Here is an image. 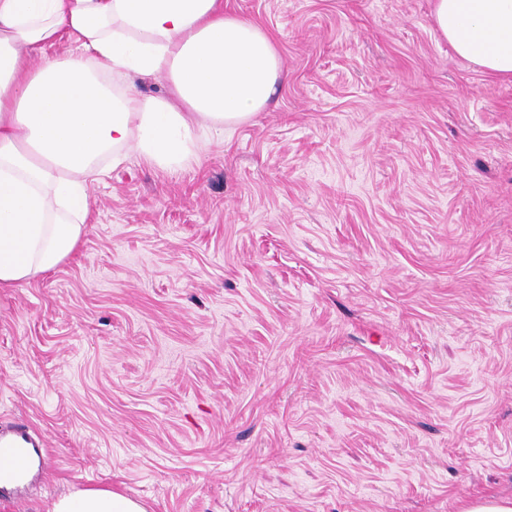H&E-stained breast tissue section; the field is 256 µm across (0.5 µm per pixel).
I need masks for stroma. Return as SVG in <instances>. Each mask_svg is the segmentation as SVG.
<instances>
[{
    "label": "stroma",
    "mask_w": 512,
    "mask_h": 512,
    "mask_svg": "<svg viewBox=\"0 0 512 512\" xmlns=\"http://www.w3.org/2000/svg\"><path fill=\"white\" fill-rule=\"evenodd\" d=\"M283 80L200 165L129 154L77 249L0 291V512H462L512 495V82L431 0H224ZM5 462L0 467V489L10 490L17 486L27 473L30 464L28 449L16 439L0 437V460ZM46 512H147V509L140 501L110 488H87L57 498Z\"/></svg>",
    "instance_id": "1"
}]
</instances>
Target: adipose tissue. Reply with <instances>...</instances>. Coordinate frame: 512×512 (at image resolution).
Returning a JSON list of instances; mask_svg holds the SVG:
<instances>
[{
  "mask_svg": "<svg viewBox=\"0 0 512 512\" xmlns=\"http://www.w3.org/2000/svg\"><path fill=\"white\" fill-rule=\"evenodd\" d=\"M432 19L458 56L512 80V0H433ZM66 39L79 56L33 66ZM157 74L167 95L137 90ZM282 77L272 37L224 0H0V289L69 257L109 167L132 151L163 171L200 163V130L264 111ZM47 512L147 509L87 488Z\"/></svg>",
  "mask_w": 512,
  "mask_h": 512,
  "instance_id": "ef3b65f1",
  "label": "adipose tissue"
}]
</instances>
